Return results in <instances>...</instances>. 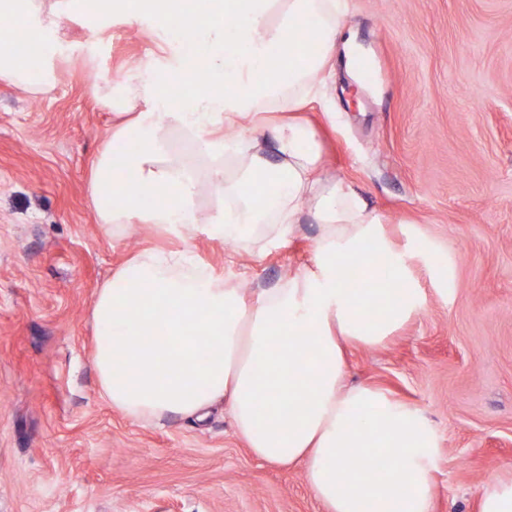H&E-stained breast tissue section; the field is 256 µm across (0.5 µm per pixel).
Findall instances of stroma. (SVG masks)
I'll use <instances>...</instances> for the list:
<instances>
[{
	"label": "stroma",
	"mask_w": 512,
	"mask_h": 512,
	"mask_svg": "<svg viewBox=\"0 0 512 512\" xmlns=\"http://www.w3.org/2000/svg\"><path fill=\"white\" fill-rule=\"evenodd\" d=\"M43 33L47 95L0 83V512H324L302 466L259 461L226 402L136 420L103 398L92 308L131 256L185 250L245 303L311 265L304 208L282 239L219 241L147 224L108 234L90 167L129 74L182 80L175 43L131 0H66ZM346 32L299 115L324 175L386 219L425 305L346 381L422 409L438 432L432 512H478L512 480V0H343Z\"/></svg>",
	"instance_id": "obj_1"
}]
</instances>
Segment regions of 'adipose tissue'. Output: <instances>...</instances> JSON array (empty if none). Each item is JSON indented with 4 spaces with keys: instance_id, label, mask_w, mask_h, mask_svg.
Instances as JSON below:
<instances>
[{
    "instance_id": "adipose-tissue-1",
    "label": "adipose tissue",
    "mask_w": 512,
    "mask_h": 512,
    "mask_svg": "<svg viewBox=\"0 0 512 512\" xmlns=\"http://www.w3.org/2000/svg\"><path fill=\"white\" fill-rule=\"evenodd\" d=\"M169 31L194 30L205 51L198 66L220 71L221 95L181 97L165 71L136 80L129 118L114 124L91 168L89 196L106 229L150 224L178 236L198 230L217 239L294 233L305 206L321 226L313 263L246 306L237 288L208 276L183 287V251L131 257L100 288L92 310L94 363L113 408L137 418L196 417L226 400L239 435L261 460L301 465L326 512H430L439 446L421 410L383 390L344 383V350L383 344L425 298L409 267L391 258L381 218L348 183L328 181L311 125L297 116L321 80L345 21L340 0H197L169 8L147 0ZM0 27V82L27 83ZM179 107H170L172 98ZM249 118L272 134L273 158L258 137L216 136L225 120ZM189 138L209 164L219 215L201 216L197 161L178 152L172 133ZM124 161L116 163L115 147ZM138 173L128 184L125 168ZM264 184L256 208V184ZM389 261L393 282H377ZM151 309L143 320L142 309ZM138 326L140 349L127 353L117 323ZM310 338L309 349L292 344Z\"/></svg>"
}]
</instances>
